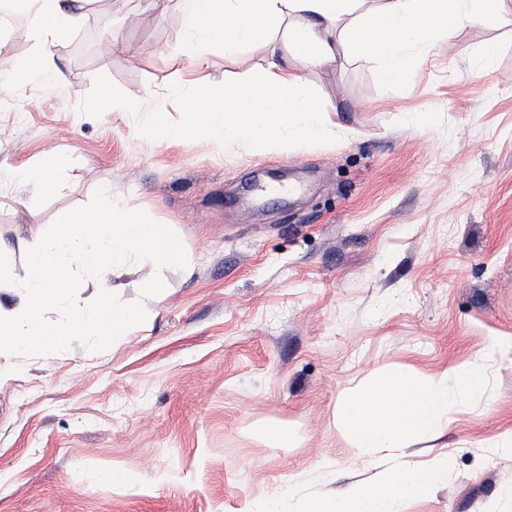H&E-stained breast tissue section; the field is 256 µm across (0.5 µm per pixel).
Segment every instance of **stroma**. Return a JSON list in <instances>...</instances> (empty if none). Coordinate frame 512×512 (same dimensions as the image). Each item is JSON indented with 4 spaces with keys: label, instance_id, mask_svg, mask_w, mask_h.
<instances>
[{
    "label": "stroma",
    "instance_id": "35a3bbf8",
    "mask_svg": "<svg viewBox=\"0 0 512 512\" xmlns=\"http://www.w3.org/2000/svg\"><path fill=\"white\" fill-rule=\"evenodd\" d=\"M53 53L59 74L0 95V165L68 161L55 192L0 193L15 273L37 236L106 198L165 226L181 258L127 277L137 330L71 337L0 379V512H306L380 465L437 456L447 478L399 512H512V458L487 448L512 436V15L438 42L406 80L350 45L303 66L332 106L326 132L269 154L243 138L133 148L157 103L186 120L169 89L266 66L256 41L244 64L217 45L195 67L176 0L131 16L89 0ZM271 182L297 192L256 198ZM390 364L485 384L439 436L354 454L335 414Z\"/></svg>",
    "mask_w": 512,
    "mask_h": 512
}]
</instances>
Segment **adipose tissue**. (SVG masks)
<instances>
[{"label": "adipose tissue", "mask_w": 512, "mask_h": 512, "mask_svg": "<svg viewBox=\"0 0 512 512\" xmlns=\"http://www.w3.org/2000/svg\"><path fill=\"white\" fill-rule=\"evenodd\" d=\"M28 18L27 35L39 42L29 67L5 83L0 92L20 94L32 80L55 69L52 48L65 40L84 14L85 0H20ZM185 28L194 47L196 67L206 66L213 43L238 58L240 46L263 39L269 58L264 78L255 84L227 87L214 82L187 99V124L170 127L157 109L146 134L160 141L191 137L208 142L243 136L262 152H279L287 144V118L303 117L302 136L315 140L323 130L319 115L327 104L313 98L298 71L309 63H335L342 46L354 44L365 60H377L386 80L408 76L411 48L429 56L434 45L472 24L479 16L511 15L512 0H179ZM67 163L57 151L41 162L10 174L16 183L37 190L56 188ZM176 251L167 230L143 223L132 211L108 202L75 214L52 237L41 240L27 257L24 275H15L0 254V377L17 359L32 354L53 358L71 336L129 335L144 316L119 299L124 276L172 260ZM93 272L100 288L94 301L72 296L79 273ZM463 394L483 384L480 373L459 368L413 377L384 367L378 382L349 393L336 415V426L355 453L397 450L421 434L435 436L455 422L460 403L448 394L449 378ZM449 462L431 460L418 469L400 462L380 469L368 482L314 504L311 512H397L409 496H423L445 478Z\"/></svg>", "instance_id": "1"}]
</instances>
